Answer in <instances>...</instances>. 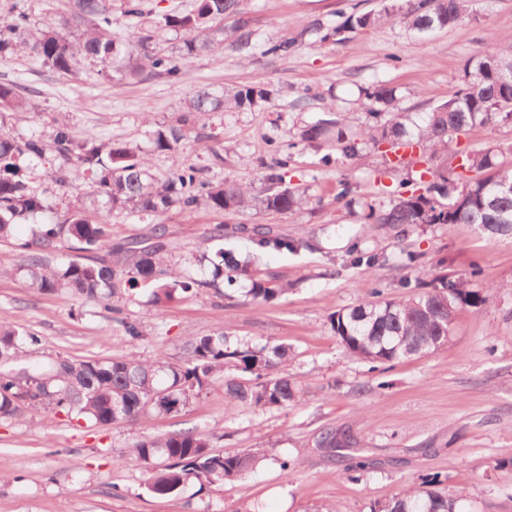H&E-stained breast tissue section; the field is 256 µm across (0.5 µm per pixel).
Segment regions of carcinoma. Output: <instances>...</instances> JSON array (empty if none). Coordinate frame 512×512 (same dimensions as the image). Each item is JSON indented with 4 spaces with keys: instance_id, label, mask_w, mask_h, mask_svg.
I'll return each mask as SVG.
<instances>
[{
    "instance_id": "1",
    "label": "carcinoma",
    "mask_w": 512,
    "mask_h": 512,
    "mask_svg": "<svg viewBox=\"0 0 512 512\" xmlns=\"http://www.w3.org/2000/svg\"><path fill=\"white\" fill-rule=\"evenodd\" d=\"M123 12L133 21L137 57L127 41L112 32V13L106 0H72L74 17L86 24L76 38L54 26L31 21L20 4L12 14L0 18V51L22 49L36 56L45 66L62 73H73L78 60L99 67V72L122 79L146 80L154 75L176 76L186 58L202 51L231 47L251 48L253 31L244 21L232 29L224 27L229 16L243 14V0H196L188 13L155 15L145 8V0H122ZM463 20L460 0H401L348 18L343 24L313 31L326 41L340 35L348 26L374 28L399 21L419 33L447 29ZM168 32L182 38L175 54H163L157 40ZM512 37L502 39L491 50L469 60L460 88L448 100L432 106L424 119L410 112L394 111L395 90L382 83L361 88L359 106L366 122L359 134L348 132L337 112L305 125L300 140L310 145L335 139L346 157H356L366 149L380 150L384 144L404 150L390 161L397 169L426 168L417 172L424 189L390 192L387 203L365 205L367 224H385L406 233L424 224H472L483 226L491 237L512 235V167L498 161L490 151L464 156L469 169L483 173L461 184L448 178V171L435 169L429 162L448 154L459 130L466 132L490 124L512 123ZM274 94L262 82L224 89L217 94L201 87L187 97L183 113L175 122L158 125L150 131L156 152L177 151L187 139L191 120L210 112L252 111ZM29 109L24 90L18 85L0 84V112ZM56 151L64 166L54 172V182L67 183L71 171L82 173L94 192L106 199L111 210L144 214L160 220L179 205L184 208L229 213L244 210L294 214L309 204L307 190L283 183L277 170L288 168L290 156L274 146L277 158L263 185L255 189L237 182L214 183L202 176V169L177 170L163 179L149 169V161L119 141L81 140L65 124L52 131V141L33 131L15 137L0 128V239L13 237L15 226L29 216L50 209L34 187V169L48 151ZM67 217L61 222L39 224L31 238L18 243L26 251L25 263L9 267L0 260V276L20 275L28 287L41 293L67 292L76 298L105 304L113 320L124 330L130 349L119 356L70 359L58 356L44 369L34 372L0 370V419L61 415L69 421H82L96 427L118 422H143L154 414L176 416L190 401L215 384L224 386L229 400L227 410L238 405L260 409H281L302 399L297 382L288 374L289 348L266 345L260 349L243 342L230 348L226 334L201 336L188 341L182 361L169 362L158 354L144 360L136 348L144 334L140 323L123 315V296L138 287H152L153 303L165 307L196 294L197 289L217 286L224 277L233 285L237 277L251 279L247 296L271 302L282 296L288 285L275 274L255 276L251 264L220 248L200 259L212 268V280L199 279L171 264L170 242L164 229L152 230V242L136 239L112 242L109 222L102 215L89 213L79 201H70ZM249 239L256 250L295 251L298 244L273 233L269 228H252ZM64 241L79 244L91 252L87 261H69L53 266L46 254ZM106 254H101V251ZM495 287L481 288L471 280L446 272L418 284V293L393 298L374 289L375 299L336 311L330 325L348 357L371 364L385 372L392 363L435 350L448 342L456 310L461 306H481ZM40 337L21 332L0 319V363L17 361L37 349ZM239 371L224 374L225 365ZM357 445L353 436L334 428L323 431L317 447L331 453ZM212 438L193 430L143 436L129 448V456L143 469L145 484L155 494H171L191 481L199 487L221 488L254 471L266 459L267 449L224 454L211 451ZM463 496L446 494L435 488V481L412 485L400 494L377 504L374 512H463Z\"/></svg>"
}]
</instances>
